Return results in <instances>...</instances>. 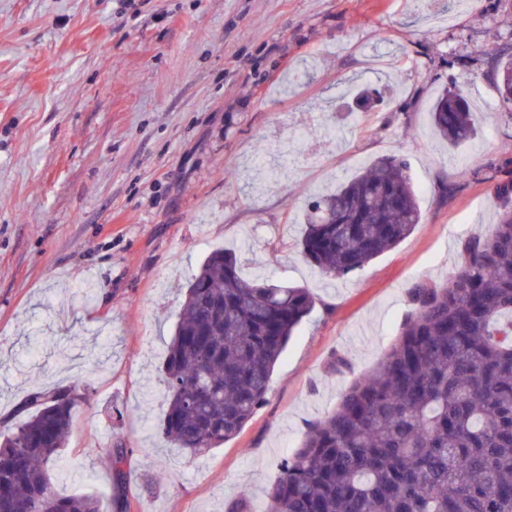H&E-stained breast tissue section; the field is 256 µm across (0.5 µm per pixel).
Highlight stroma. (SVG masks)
Segmentation results:
<instances>
[{
  "mask_svg": "<svg viewBox=\"0 0 512 512\" xmlns=\"http://www.w3.org/2000/svg\"><path fill=\"white\" fill-rule=\"evenodd\" d=\"M501 51L512 0H0V418L20 422L38 387L86 392L54 494L109 512L103 451L123 445L134 512H226L244 489L263 512L307 425L395 342L411 287L444 282L459 243L494 230V187L512 176ZM454 81L478 121L459 147L428 113ZM356 85L380 99L335 111ZM390 155L409 161L422 223L353 274L322 275L299 248L310 198ZM222 247L316 304L266 403L195 459L161 430L163 354Z\"/></svg>",
  "mask_w": 512,
  "mask_h": 512,
  "instance_id": "obj_1",
  "label": "stroma"
}]
</instances>
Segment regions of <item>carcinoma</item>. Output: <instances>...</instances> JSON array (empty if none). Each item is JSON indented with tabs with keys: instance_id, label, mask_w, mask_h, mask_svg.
<instances>
[{
	"instance_id": "cac0c4a2",
	"label": "carcinoma",
	"mask_w": 512,
	"mask_h": 512,
	"mask_svg": "<svg viewBox=\"0 0 512 512\" xmlns=\"http://www.w3.org/2000/svg\"><path fill=\"white\" fill-rule=\"evenodd\" d=\"M501 99L512 53L496 63ZM452 84L430 105L453 146L477 122ZM403 156H386L309 203L301 252L343 277L394 248L422 220ZM493 233L461 241L442 284L418 282L416 308L384 357L308 424L267 493L266 512H512V178L495 186ZM315 307L306 288L239 274L235 253L210 252L192 278L163 374V434L193 457L237 435L266 401L273 369ZM86 393L37 391L0 442V512H102L93 495L55 497L57 459ZM133 450L111 448L116 485Z\"/></svg>"
}]
</instances>
